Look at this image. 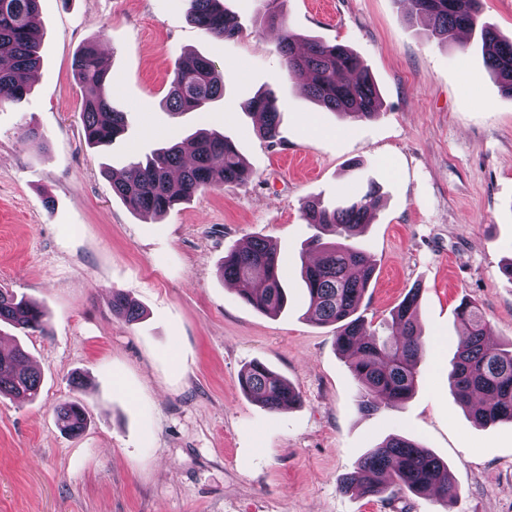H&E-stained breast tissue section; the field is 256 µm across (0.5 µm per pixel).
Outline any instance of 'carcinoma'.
<instances>
[{"instance_id":"1","label":"carcinoma","mask_w":512,"mask_h":512,"mask_svg":"<svg viewBox=\"0 0 512 512\" xmlns=\"http://www.w3.org/2000/svg\"><path fill=\"white\" fill-rule=\"evenodd\" d=\"M262 24L280 28V52L288 76L305 83L309 96L321 107L355 121L375 117L381 108L378 88L359 58L345 45L300 39L285 24L281 0H262ZM191 21L204 33L230 39L240 33L235 14L223 0H190ZM410 12L424 16L432 32L446 43L458 41L463 30L478 31L485 65L501 91L512 97V39L506 40L481 18L480 0H403ZM40 0H0V104L24 99L31 89L29 76L40 65L39 35L34 26ZM78 82L93 91L82 110L88 146L101 150L126 130V113L112 106L111 77L98 47L90 42L73 62ZM224 95V82L208 58L189 54L175 71L166 104L175 115L199 111ZM246 110L262 113L259 135L269 141L278 135V108L270 90L253 97ZM250 178L235 142L222 132H197L181 142L157 148L143 159L130 162L112 191L131 210L164 215L199 191L242 184ZM380 202L375 185L356 194L343 206L329 209L318 201L302 206L306 224L314 230L309 239L318 253L313 263H301L299 276L308 297L309 318L334 327L337 350L346 358L360 386L358 408L374 414L409 399L419 379V363L426 341L418 324L421 289L412 288L383 323V335L363 333L358 314L362 297L376 270L371 254L351 242L370 223ZM220 276L235 283L241 299L256 310L276 315L287 305L285 260L266 238L254 237L224 255ZM112 312L126 322L142 318L143 310L119 291L112 292ZM457 319L467 328L448 366V384L456 400L467 406L472 395H483L482 405L470 411L473 423H512V343L491 345V328L479 308L464 299ZM29 335L45 333L48 319L43 308L8 288H0V324ZM243 391L272 412L299 401V393L280 374L260 361L250 363L240 375ZM40 373L19 347L0 356V397L35 398ZM56 421L69 436L83 433L90 419L79 401L55 407ZM346 492L419 494L433 490L443 498L456 496L448 465L428 449L405 436H392L372 448L353 471L339 480Z\"/></svg>"}]
</instances>
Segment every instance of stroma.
Masks as SVG:
<instances>
[{
  "mask_svg": "<svg viewBox=\"0 0 512 512\" xmlns=\"http://www.w3.org/2000/svg\"><path fill=\"white\" fill-rule=\"evenodd\" d=\"M224 5L243 30L218 40L190 22L189 0H41L32 90L0 106V287L44 306L49 328L0 327V345L22 346L42 377L35 400L0 398V512H512V424L475 426L448 388L462 299L494 343L512 340V281L500 272L512 258V98L476 37L443 43L402 0H285L287 26L348 46L376 82L379 114L355 122L286 75L276 31L254 21L260 0ZM90 42L128 120L108 154L85 141L72 70ZM188 53L216 64L224 96L174 116L166 99ZM266 89L279 110L273 143L243 110ZM24 127L43 143L22 140ZM214 129L236 142L247 183L160 217L113 193L128 162ZM371 182L380 204L356 242L377 268L359 312L377 329L420 287L430 353L411 399L365 415L332 327L306 315L298 269L313 256L304 202L336 206ZM253 236L288 259V306L275 316L219 274L225 252ZM116 290L140 321L113 314ZM255 360L288 379L296 405L272 413L242 391ZM72 400L90 410L77 437L54 414ZM393 435L447 461L456 498L341 491L339 477Z\"/></svg>",
  "mask_w": 512,
  "mask_h": 512,
  "instance_id": "35a3bbf8",
  "label": "stroma"
}]
</instances>
